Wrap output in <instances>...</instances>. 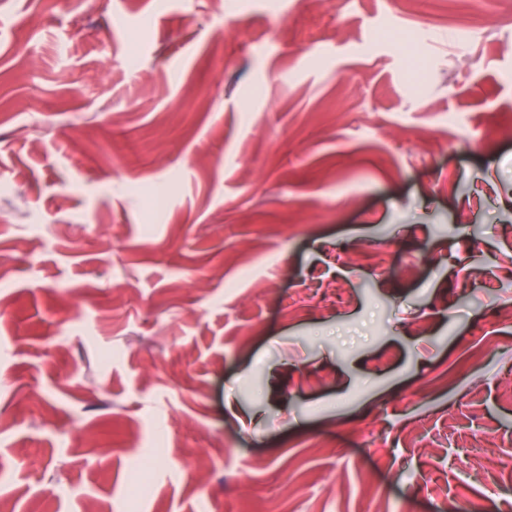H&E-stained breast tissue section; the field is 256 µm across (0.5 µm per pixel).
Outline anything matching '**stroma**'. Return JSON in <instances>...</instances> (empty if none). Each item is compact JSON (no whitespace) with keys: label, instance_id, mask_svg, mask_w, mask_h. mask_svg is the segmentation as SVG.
<instances>
[{"label":"stroma","instance_id":"obj_1","mask_svg":"<svg viewBox=\"0 0 512 512\" xmlns=\"http://www.w3.org/2000/svg\"><path fill=\"white\" fill-rule=\"evenodd\" d=\"M461 8L0 0L5 512H512V16Z\"/></svg>","mask_w":512,"mask_h":512}]
</instances>
